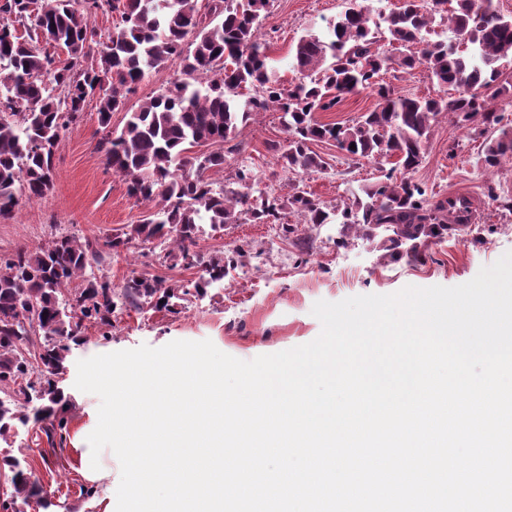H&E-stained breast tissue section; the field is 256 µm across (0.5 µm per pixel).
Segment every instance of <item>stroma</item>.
I'll return each instance as SVG.
<instances>
[{
  "instance_id": "obj_1",
  "label": "stroma",
  "mask_w": 512,
  "mask_h": 512,
  "mask_svg": "<svg viewBox=\"0 0 512 512\" xmlns=\"http://www.w3.org/2000/svg\"><path fill=\"white\" fill-rule=\"evenodd\" d=\"M344 8L343 0H273L263 29L273 32L269 54L277 59L279 74L292 80L288 50L299 37L322 31L327 20ZM179 60L151 72L128 94L125 106L112 115L113 130H121L131 112L145 99L179 78ZM383 82L394 93L419 97L440 95L441 89L424 67L391 71ZM101 136L98 102L87 98L79 124L61 133L54 152V186L42 199L20 200L12 218L0 219V255L19 249L33 250L61 232L88 238L122 233L154 211L153 203L129 195L121 175L107 166L96 150ZM276 113L267 112L244 126L237 137L242 151L231 154L216 181L232 174L239 163L249 164L269 194L287 197L288 175L282 171L269 145L283 140ZM483 137L477 125L463 126L447 117L436 123L415 180L425 184L435 198L464 195L472 202L467 229L449 233L430 243L421 258L408 248L397 257L382 256L375 242L342 237L341 227L326 224L315 231L303 229V219L286 213L296 231L293 255L282 263L270 236L272 224H229L201 227L199 249L224 253L240 244L255 252L248 276L233 285L215 287L202 298L182 302L178 313L149 308L117 306L112 315L110 339L97 327L85 331L86 342L73 350L61 387L69 399L65 428L49 422L18 427L14 446L0 444V455L25 458L32 480L44 489L49 508L37 504L25 512H104V484H93L79 470V456L97 424L98 396L75 388L79 360L146 344L160 347L174 340H211L223 353L249 361L313 341L321 331L311 313L315 302H338L348 297L391 294L405 286L453 287L472 280L482 267L512 252V162L485 169L481 162ZM323 154L325 172L304 177L303 186L314 199L333 204L347 198L349 190L378 179L375 162H353L333 143L316 142ZM160 242L136 243L105 263L103 271L114 288H122L131 273L153 274L172 281L196 279L198 270L161 264Z\"/></svg>"
}]
</instances>
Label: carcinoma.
<instances>
[{
  "instance_id": "cac0c4a2",
  "label": "carcinoma",
  "mask_w": 512,
  "mask_h": 512,
  "mask_svg": "<svg viewBox=\"0 0 512 512\" xmlns=\"http://www.w3.org/2000/svg\"><path fill=\"white\" fill-rule=\"evenodd\" d=\"M270 0H211L200 13L198 0H0V217L19 198L37 200L53 188L54 149L61 132L78 124L88 97L98 95L102 136L98 152L121 174L130 195L156 203L157 210L125 236L103 241L60 233L43 246L0 256V441L13 444L17 425L43 421L69 400L60 387L68 358L85 343L87 326L112 327L118 300L134 307L178 313V302L202 297L229 270L244 267L251 249L232 256L197 250L200 224H279L286 208L314 230L342 224L393 257L410 244L419 257L423 242L454 225L469 224V200H433L414 180L433 125L442 116L482 125L483 162L512 161V128L490 134L503 115L490 107L506 63H512V15L494 0H402L373 19L351 0L325 30L308 32L290 46L292 81L269 66L261 14ZM118 11L123 26L100 42L92 18ZM447 23L454 39L430 40L436 22ZM43 37L67 53L56 64L33 45ZM398 46L395 58L379 42ZM182 77L149 97L130 114L119 134L112 113L146 75L174 59ZM424 67L451 97L394 95L377 78L396 68ZM377 89L376 107L347 123H321L317 112L334 109L343 96ZM249 90L246 95L243 90ZM274 110L286 137L271 144L281 168L297 176L327 170L314 142H334L353 160L395 159L383 179L324 205L295 183L283 200L261 187L245 162L217 184L210 172L224 169L239 128ZM174 234L163 262L198 268L186 284L161 276L132 274L120 291L105 275L87 273L112 254L138 242ZM79 285H74L75 281ZM38 322L27 330L28 313ZM40 360L34 372L28 357ZM12 472L11 500L0 512H16L41 493L16 457L3 460Z\"/></svg>"
}]
</instances>
